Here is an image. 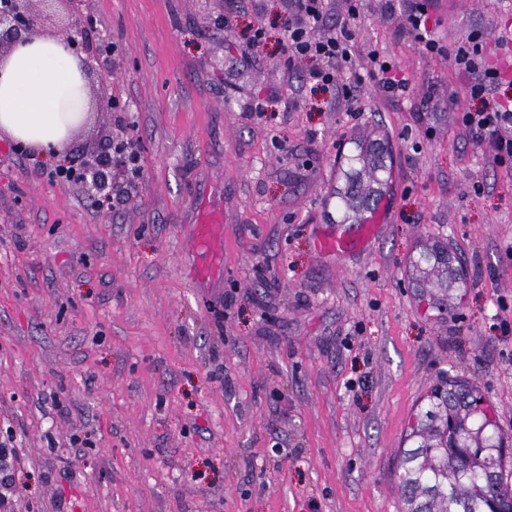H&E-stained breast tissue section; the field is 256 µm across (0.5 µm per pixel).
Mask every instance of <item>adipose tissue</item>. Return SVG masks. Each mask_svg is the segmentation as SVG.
Segmentation results:
<instances>
[{
  "label": "adipose tissue",
  "mask_w": 512,
  "mask_h": 512,
  "mask_svg": "<svg viewBox=\"0 0 512 512\" xmlns=\"http://www.w3.org/2000/svg\"><path fill=\"white\" fill-rule=\"evenodd\" d=\"M82 86L79 61L62 40L30 35L0 62V133L59 144L77 122Z\"/></svg>",
  "instance_id": "obj_1"
}]
</instances>
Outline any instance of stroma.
I'll return each mask as SVG.
<instances>
[{"mask_svg": "<svg viewBox=\"0 0 512 512\" xmlns=\"http://www.w3.org/2000/svg\"><path fill=\"white\" fill-rule=\"evenodd\" d=\"M269 38L249 67L224 0H84L85 120L60 158L135 131L144 177L111 208L51 183L0 133V439L22 459L7 512H404L411 415L445 377L477 386L512 436V169L458 125L474 108L451 61L400 27L401 0H360L356 40L409 79L356 112L288 69L290 0H239ZM435 34L487 32L512 57V0H441ZM120 99L119 112L100 101ZM266 105L263 115L254 102ZM393 175L361 247L336 207L359 135ZM224 213V253L196 247L195 189ZM461 280L431 307L412 267L434 242ZM223 281L203 284L201 268Z\"/></svg>", "mask_w": 512, "mask_h": 512, "instance_id": "obj_1", "label": "stroma"}]
</instances>
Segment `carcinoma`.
Listing matches in <instances>:
<instances>
[{"label": "carcinoma", "instance_id": "1", "mask_svg": "<svg viewBox=\"0 0 512 512\" xmlns=\"http://www.w3.org/2000/svg\"><path fill=\"white\" fill-rule=\"evenodd\" d=\"M349 158L345 186L336 190L343 221L371 208L391 175L379 142L357 144ZM423 278L446 291L457 274L448 252L435 246L423 254ZM401 452L399 488L405 503L415 500L422 512H512V485L504 481L508 438L496 430L488 408L464 381L446 379L415 413Z\"/></svg>", "mask_w": 512, "mask_h": 512}]
</instances>
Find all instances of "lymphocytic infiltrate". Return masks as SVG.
Wrapping results in <instances>:
<instances>
[{
	"label": "lymphocytic infiltrate",
	"mask_w": 512,
	"mask_h": 512,
	"mask_svg": "<svg viewBox=\"0 0 512 512\" xmlns=\"http://www.w3.org/2000/svg\"><path fill=\"white\" fill-rule=\"evenodd\" d=\"M432 6V0H406L405 29L426 55L449 56L458 73L467 76L465 94L479 106L459 114L460 126L486 145L495 164L512 163V96L499 91L503 74L488 59L485 31L472 30L457 46L447 48L434 35ZM291 11L281 25L280 41L289 66L309 62L305 81L311 90L335 91L348 103L368 80L391 95L408 90L407 78L387 56L375 48L357 49L359 0H345V10L332 29L327 26L330 0H291Z\"/></svg>",
	"instance_id": "1"
}]
</instances>
